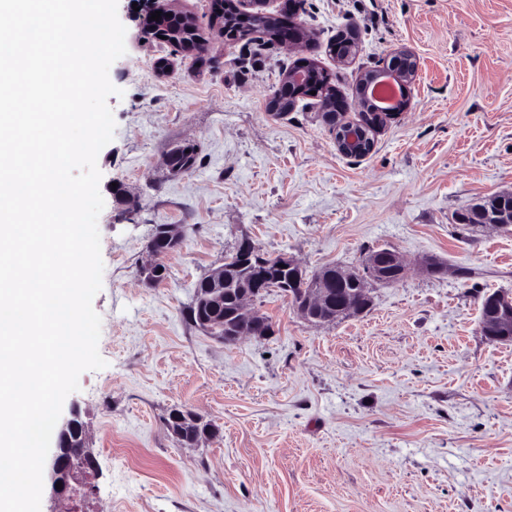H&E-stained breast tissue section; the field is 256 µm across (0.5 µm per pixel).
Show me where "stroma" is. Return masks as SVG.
<instances>
[{"instance_id": "1", "label": "stroma", "mask_w": 512, "mask_h": 512, "mask_svg": "<svg viewBox=\"0 0 512 512\" xmlns=\"http://www.w3.org/2000/svg\"><path fill=\"white\" fill-rule=\"evenodd\" d=\"M212 3L178 4L209 42L200 56L146 38L118 0L127 52L109 70L122 94L97 159L92 302L107 365L80 375L61 412L79 410L96 458L85 512H512V342L479 326L482 298L512 292V230L458 221L512 191V0H304L296 21L311 40L296 50L225 40ZM347 23L358 50L340 65L329 48ZM401 47L418 77L368 156L337 151L318 98L267 109L299 58L349 95ZM183 141L199 158L173 177L164 159ZM160 224L183 244L147 287L138 271ZM245 239L309 273L358 268L378 248L412 268L373 285L363 315L321 327L270 293L272 334L227 344L186 313ZM426 256L442 274L418 269ZM176 407L218 436L180 444L166 426Z\"/></svg>"}]
</instances>
